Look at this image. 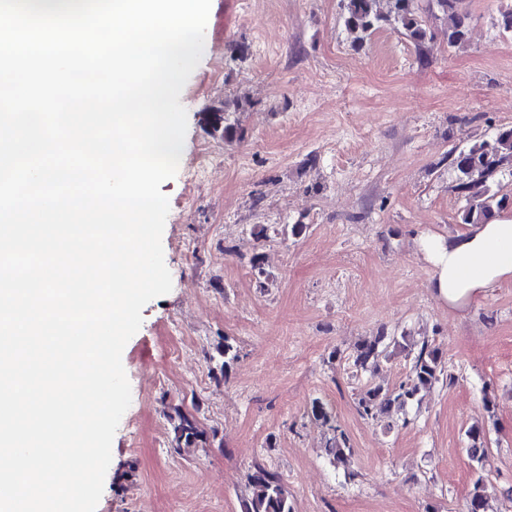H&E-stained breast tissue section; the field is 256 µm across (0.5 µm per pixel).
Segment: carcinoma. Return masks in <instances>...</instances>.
<instances>
[{
	"mask_svg": "<svg viewBox=\"0 0 512 512\" xmlns=\"http://www.w3.org/2000/svg\"><path fill=\"white\" fill-rule=\"evenodd\" d=\"M446 16L445 38L450 47H459L469 38L468 17L460 9L462 0H433ZM346 29L354 35V42L361 45L377 30L394 25L404 30L406 36L417 43L425 41L428 30L419 15L418 0H341ZM229 105L211 113V133L224 138L237 134ZM455 173V189L465 193L469 204L459 214L462 224H485L503 208V200L492 192L489 180L497 173L512 172V127L503 128L490 140L474 142L464 148L449 152ZM400 345L396 336L382 331L363 342L352 356L353 366L360 372H373L386 357L388 345ZM445 363L442 352L433 343L423 340L417 344L407 380L389 389L381 385H367L357 401L358 412L363 418H377L379 412L402 410L412 404L417 395L444 377ZM315 419L332 424L334 435L327 444L331 463L345 466L351 448L344 432L334 425V417L319 401L312 405ZM176 447H189L202 440L196 419L191 414L176 411L173 427ZM468 454L471 460L480 461L487 451V435L483 428L472 426L466 432ZM251 493L242 502L241 512H294L293 504L280 475L263 466L255 467L249 476ZM486 501L482 494V479L473 483L464 512H485Z\"/></svg>",
	"mask_w": 512,
	"mask_h": 512,
	"instance_id": "cac0c4a2",
	"label": "carcinoma"
}]
</instances>
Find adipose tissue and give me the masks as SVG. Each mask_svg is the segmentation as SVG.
Here are the masks:
<instances>
[{
	"label": "adipose tissue",
	"mask_w": 512,
	"mask_h": 512,
	"mask_svg": "<svg viewBox=\"0 0 512 512\" xmlns=\"http://www.w3.org/2000/svg\"><path fill=\"white\" fill-rule=\"evenodd\" d=\"M415 245L433 268L432 293L451 310H466L512 279V218L501 216L451 236H420Z\"/></svg>",
	"instance_id": "obj_1"
}]
</instances>
